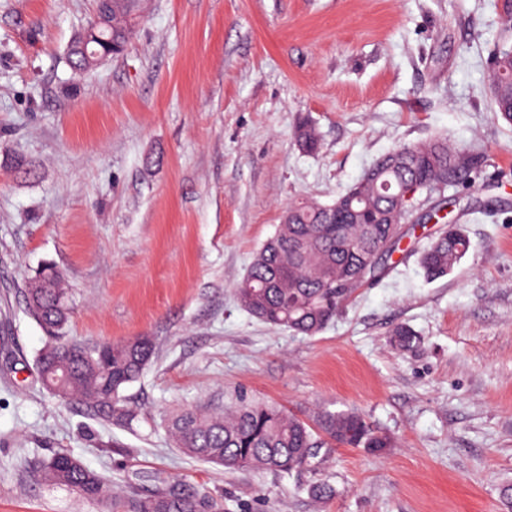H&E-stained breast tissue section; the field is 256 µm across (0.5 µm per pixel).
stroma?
Returning a JSON list of instances; mask_svg holds the SVG:
<instances>
[{
  "mask_svg": "<svg viewBox=\"0 0 512 512\" xmlns=\"http://www.w3.org/2000/svg\"><path fill=\"white\" fill-rule=\"evenodd\" d=\"M96 0H0V512H100L48 485L70 451L126 492L205 490L224 512H507L512 494V126L487 63L501 0H151L123 54L67 52ZM309 119L318 152L293 130ZM442 136L480 156L471 189L418 194L405 236L335 322L293 336L234 287L288 204L333 203L382 154ZM34 175L17 176L15 159ZM441 211L470 239L448 276L420 253ZM53 268L78 342L152 337L126 425L42 388L26 288ZM421 338L395 347L393 327ZM308 424L355 410L385 455L320 448L286 476L181 452L178 410L239 398ZM334 494L320 501L312 480Z\"/></svg>",
  "mask_w": 512,
  "mask_h": 512,
  "instance_id": "stroma-1",
  "label": "stroma"
}]
</instances>
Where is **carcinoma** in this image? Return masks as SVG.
I'll list each match as a JSON object with an SVG mask.
<instances>
[{"mask_svg":"<svg viewBox=\"0 0 512 512\" xmlns=\"http://www.w3.org/2000/svg\"><path fill=\"white\" fill-rule=\"evenodd\" d=\"M142 15L141 0H112L109 24L98 34L109 40V55L122 53L134 35L133 18ZM503 40L495 46L489 76L512 77V0L502 3ZM84 34L68 50L71 68L85 71ZM512 82L494 92L497 117L512 124ZM298 148L314 153L320 146L316 128L303 119L294 132ZM478 158L448 145L445 138L400 144L379 157L331 205L315 201L288 206L284 222L258 250L237 284L238 304L257 320L294 336H315L329 326L344 301L379 273V254L391 255L402 236L389 235L409 213L402 203L410 188L438 192L478 178ZM470 240L457 224H445L421 251L425 279L447 276L466 256ZM31 315L51 335L38 364L48 392L62 402L106 422L136 418L124 390L140 378L154 353L153 339L76 344L64 336L68 311L59 277L48 274L26 289ZM394 344L411 350L420 337L409 326L392 331ZM171 434L184 453L218 465L228 473L259 471L289 474L313 457V449L358 448L377 456L393 439L356 411H325L313 428L282 409L240 401L224 414L185 408L170 420ZM42 481L77 490L104 512H199L203 502L216 505L206 491L168 490L121 495L102 475L61 451L39 466Z\"/></svg>","mask_w":512,"mask_h":512,"instance_id":"cac0c4a2","label":"carcinoma"}]
</instances>
